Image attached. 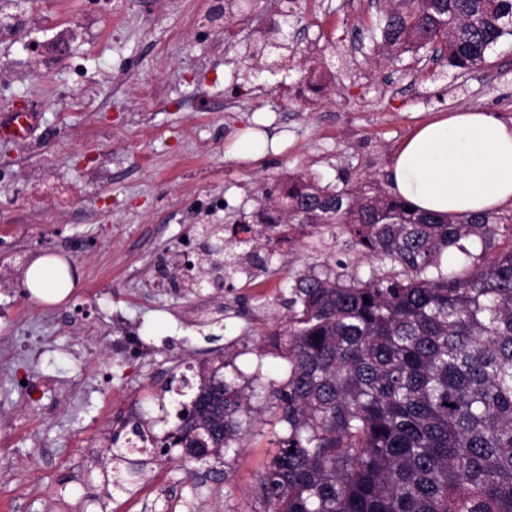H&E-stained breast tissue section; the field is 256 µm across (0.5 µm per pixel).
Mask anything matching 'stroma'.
<instances>
[{
	"label": "stroma",
	"mask_w": 512,
	"mask_h": 512,
	"mask_svg": "<svg viewBox=\"0 0 512 512\" xmlns=\"http://www.w3.org/2000/svg\"><path fill=\"white\" fill-rule=\"evenodd\" d=\"M368 0H258L224 37V0H10L0 8V118L37 106L32 138L0 137V512H259L260 475L282 426L265 393L284 381L274 319L294 280L312 268L368 271L343 231L300 228L266 271L223 290L159 286L174 259L197 261L200 224L258 212L277 180L308 172L384 181L409 134L441 112L474 109L512 123V39L478 69L458 72L425 54L388 63ZM282 24L290 71L257 69L256 32ZM317 58L326 83L308 86ZM265 123L279 152L235 157L239 128ZM60 257L77 286L60 302L35 298L25 272ZM221 324L207 315L217 302ZM144 336L140 358L112 356L110 338ZM253 389V428L225 479L188 473L180 449L149 455L128 490L107 485L113 422L167 431L172 372L215 365Z\"/></svg>",
	"instance_id": "35a3bbf8"
}]
</instances>
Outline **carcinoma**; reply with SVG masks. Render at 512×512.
<instances>
[{"label": "carcinoma", "instance_id": "cac0c4a2", "mask_svg": "<svg viewBox=\"0 0 512 512\" xmlns=\"http://www.w3.org/2000/svg\"><path fill=\"white\" fill-rule=\"evenodd\" d=\"M378 26L388 60L409 50L464 71L512 37V0H384ZM255 214L258 224L341 228L372 260L368 274L295 279L275 332L288 378L269 399L284 425L258 484L263 512H512V245L483 264L441 268L465 242L495 247L512 214L448 218L421 212L373 181L321 186L290 175ZM249 260L280 231H257ZM369 302H364V299ZM166 391L190 396L158 437L118 421L108 437L118 488L146 466L143 444L181 448L183 467L224 462L251 432L250 395L200 364Z\"/></svg>", "mask_w": 512, "mask_h": 512}]
</instances>
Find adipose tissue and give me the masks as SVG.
<instances>
[{
	"label": "adipose tissue",
	"instance_id": "adipose-tissue-1",
	"mask_svg": "<svg viewBox=\"0 0 512 512\" xmlns=\"http://www.w3.org/2000/svg\"><path fill=\"white\" fill-rule=\"evenodd\" d=\"M394 196L428 213L458 217L512 203V123L489 112L461 110L418 128L387 174ZM67 265L55 256L32 261L27 288L57 303L74 288Z\"/></svg>",
	"mask_w": 512,
	"mask_h": 512
}]
</instances>
